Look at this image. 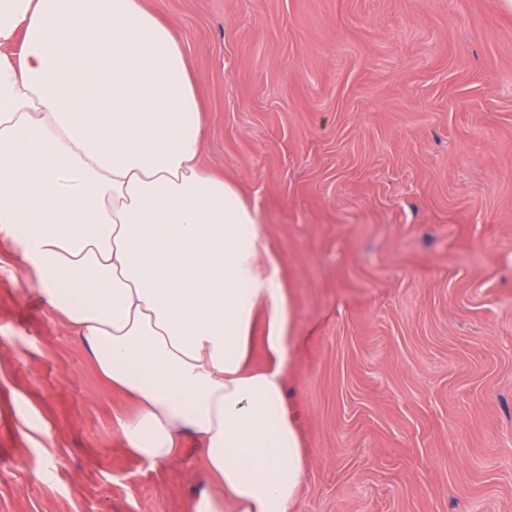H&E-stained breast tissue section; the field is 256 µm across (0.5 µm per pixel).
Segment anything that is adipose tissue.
I'll use <instances>...</instances> for the list:
<instances>
[{"label":"adipose tissue","mask_w":512,"mask_h":512,"mask_svg":"<svg viewBox=\"0 0 512 512\" xmlns=\"http://www.w3.org/2000/svg\"><path fill=\"white\" fill-rule=\"evenodd\" d=\"M203 141L183 44L144 0H0V228L133 402L126 451L158 466L201 441L212 484L186 512H293L281 258L258 208L201 167Z\"/></svg>","instance_id":"adipose-tissue-1"}]
</instances>
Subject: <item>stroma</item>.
<instances>
[{"label":"stroma","instance_id":"obj_1","mask_svg":"<svg viewBox=\"0 0 512 512\" xmlns=\"http://www.w3.org/2000/svg\"><path fill=\"white\" fill-rule=\"evenodd\" d=\"M263 215L301 344L295 512H512V0H145ZM0 235V512H185Z\"/></svg>","mask_w":512,"mask_h":512}]
</instances>
